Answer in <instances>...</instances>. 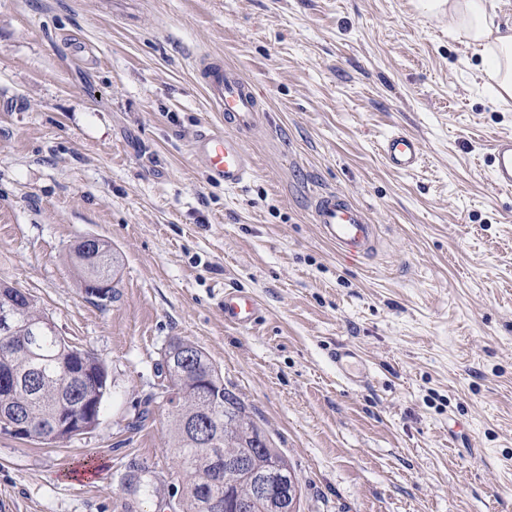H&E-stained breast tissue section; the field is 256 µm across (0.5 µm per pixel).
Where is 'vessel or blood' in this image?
Masks as SVG:
<instances>
[{"label":"vessel or blood","mask_w":512,"mask_h":512,"mask_svg":"<svg viewBox=\"0 0 512 512\" xmlns=\"http://www.w3.org/2000/svg\"><path fill=\"white\" fill-rule=\"evenodd\" d=\"M198 73L210 101L224 114V125L220 128L204 126L192 142V157L212 181L235 189L254 173L244 135L261 123L264 111L252 84L226 68L223 59L201 57ZM379 149L386 163L403 173L413 171L423 157L420 140L401 130L386 136ZM490 166L494 188L512 191V137L494 140L490 148ZM311 213L321 238L338 253L362 259L375 248L376 225L345 193L336 190L319 193ZM257 319L258 304L253 296L237 289L225 291V323L248 329Z\"/></svg>","instance_id":"b4317fda"}]
</instances>
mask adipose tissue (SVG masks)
Masks as SVG:
<instances>
[{
  "mask_svg": "<svg viewBox=\"0 0 512 512\" xmlns=\"http://www.w3.org/2000/svg\"><path fill=\"white\" fill-rule=\"evenodd\" d=\"M428 20L447 22L455 39L479 51L476 80L489 86L502 107L512 106V28L502 29L492 0H418Z\"/></svg>",
  "mask_w": 512,
  "mask_h": 512,
  "instance_id": "adipose-tissue-1",
  "label": "adipose tissue"
}]
</instances>
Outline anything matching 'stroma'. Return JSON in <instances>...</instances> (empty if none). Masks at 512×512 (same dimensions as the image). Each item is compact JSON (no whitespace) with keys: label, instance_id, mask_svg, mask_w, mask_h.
<instances>
[{"label":"stroma","instance_id":"obj_1","mask_svg":"<svg viewBox=\"0 0 512 512\" xmlns=\"http://www.w3.org/2000/svg\"><path fill=\"white\" fill-rule=\"evenodd\" d=\"M203 54L268 114L239 189L191 154L221 118ZM481 65L416 0H0V283L109 382L86 434L0 433V507L172 512L157 365L179 337L287 456L300 512H512V191L489 162L512 111L476 86ZM398 129L423 146L410 174L378 151ZM333 189L378 224L372 257L320 237L312 198ZM87 237L119 261L104 306L71 260ZM228 288L256 298L252 328L225 323ZM340 345L367 382L337 373ZM132 461L149 492L124 491Z\"/></svg>","mask_w":512,"mask_h":512}]
</instances>
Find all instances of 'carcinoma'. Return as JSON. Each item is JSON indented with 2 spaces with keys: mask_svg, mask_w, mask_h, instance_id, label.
Wrapping results in <instances>:
<instances>
[{
  "mask_svg": "<svg viewBox=\"0 0 512 512\" xmlns=\"http://www.w3.org/2000/svg\"><path fill=\"white\" fill-rule=\"evenodd\" d=\"M74 256L85 294L97 289L104 291L98 300L114 299L116 291L109 286L114 279L110 245L99 239L91 252L81 242ZM2 301L16 305L19 319L7 334H0V422H24L28 425L24 440L48 444L55 440L53 420L59 407L81 412L91 406L94 417H100L108 392L105 364L60 336L32 297L5 286L0 287ZM159 367L173 395L169 399L175 458L171 475L182 482L179 512H205L210 493L206 479L213 475L217 456L226 464L224 485L236 500L250 504L246 512H267L265 504L254 499L250 482L227 464L245 460L252 471L276 466L286 474L291 471L288 458L270 446L255 449L257 424L242 400L224 387L220 371L200 347L177 338L164 350ZM128 469L125 490L135 495L147 480L136 462Z\"/></svg>",
  "mask_w": 512,
  "mask_h": 512,
  "instance_id": "carcinoma-1",
  "label": "carcinoma"
}]
</instances>
